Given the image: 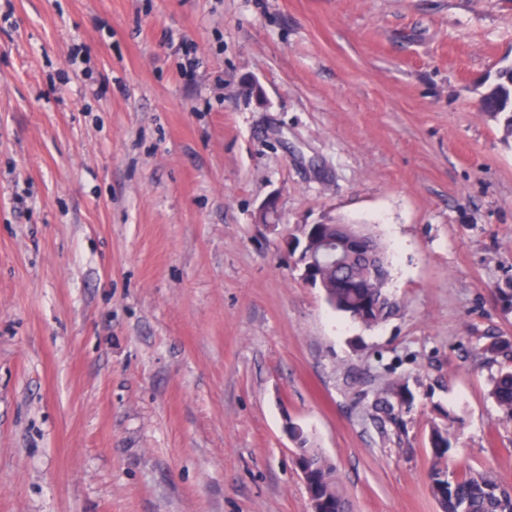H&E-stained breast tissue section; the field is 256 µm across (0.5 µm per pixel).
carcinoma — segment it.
I'll list each match as a JSON object with an SVG mask.
<instances>
[{
  "label": "carcinoma",
  "instance_id": "carcinoma-1",
  "mask_svg": "<svg viewBox=\"0 0 512 512\" xmlns=\"http://www.w3.org/2000/svg\"><path fill=\"white\" fill-rule=\"evenodd\" d=\"M500 82L481 99L482 109L493 118H501L507 135L512 136V69L499 73ZM328 300L333 308L352 319L372 308V320L365 327L372 328L390 318L397 310V302L386 288H375L369 280L358 281L353 288H331ZM484 352L490 358L512 362V339L492 341ZM490 395L506 418L512 421V368L500 369L491 377ZM412 394L402 383L392 384L384 396L375 401L376 411L389 417L410 403ZM299 447L307 449L309 460L321 491L331 501L333 512H352L348 498L343 494L336 468L317 448L309 444L304 432L297 433ZM433 463L428 473L432 497L439 512H512V486L504 485L491 470H470L463 475L449 469L448 455L452 441L448 430L437 425L430 433Z\"/></svg>",
  "mask_w": 512,
  "mask_h": 512
}]
</instances>
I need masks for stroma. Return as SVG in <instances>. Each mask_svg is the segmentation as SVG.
<instances>
[{"mask_svg":"<svg viewBox=\"0 0 512 512\" xmlns=\"http://www.w3.org/2000/svg\"><path fill=\"white\" fill-rule=\"evenodd\" d=\"M506 67L512 0H0V512H308L289 422L353 512H439L435 425L512 485ZM348 223L370 329L282 242ZM499 79L501 81L482 96V109L491 117L502 119L503 127L509 137L512 136V112L510 110L512 86L510 88L509 84L512 80V69L506 68L500 71ZM328 300L333 308L359 322L358 317L367 307L372 308V321L362 324L372 328L390 318L397 310V302L387 288H373L370 280L357 281L354 288H328ZM490 395L505 417L512 421V368H502L491 377ZM412 394L402 383H393L385 392L384 396L375 401L374 408L377 412L389 417L396 418V410L410 403Z\"/></svg>","mask_w":512,"mask_h":512,"instance_id":"35a3bbf8","label":"stroma"}]
</instances>
